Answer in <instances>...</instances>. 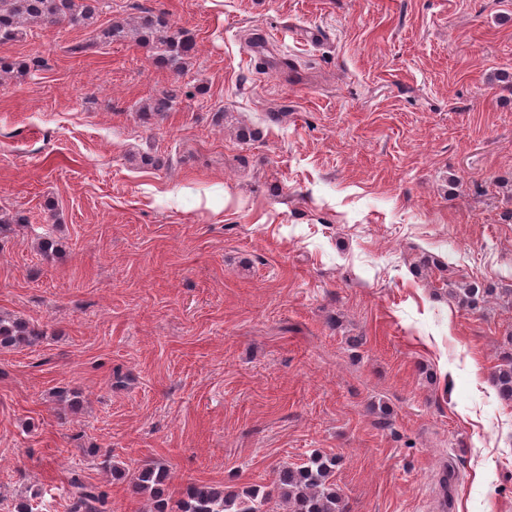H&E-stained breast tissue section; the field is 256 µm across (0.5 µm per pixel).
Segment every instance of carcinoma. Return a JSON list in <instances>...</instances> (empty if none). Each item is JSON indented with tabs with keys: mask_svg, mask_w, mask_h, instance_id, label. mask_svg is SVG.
Masks as SVG:
<instances>
[{
	"mask_svg": "<svg viewBox=\"0 0 512 512\" xmlns=\"http://www.w3.org/2000/svg\"><path fill=\"white\" fill-rule=\"evenodd\" d=\"M105 0H0V47L16 40L34 25L66 23L90 30L88 41L70 48L81 54L102 48L128 36L148 44L155 50L156 60L181 74L195 52L189 33L170 24L161 13L147 10L137 20L99 22ZM176 95L164 94L151 101L147 112L162 114L172 109ZM488 293L473 284L458 287L459 302L467 307ZM44 332L21 318L0 317V349L30 346L40 341ZM491 382L499 397L512 402V353L504 356V364L491 374ZM112 478L127 483L132 497L144 495L151 500L150 512H269L271 492L248 487L227 490L188 482L173 497L166 492L170 473L160 460H151L133 471L118 466L112 458L103 460ZM336 458L315 453L305 463L280 466L275 484L288 503L289 512H346V504L331 483ZM73 488L70 512H105L106 493L85 484L76 472L70 477Z\"/></svg>",
	"mask_w": 512,
	"mask_h": 512,
	"instance_id": "cac0c4a2",
	"label": "carcinoma"
}]
</instances>
